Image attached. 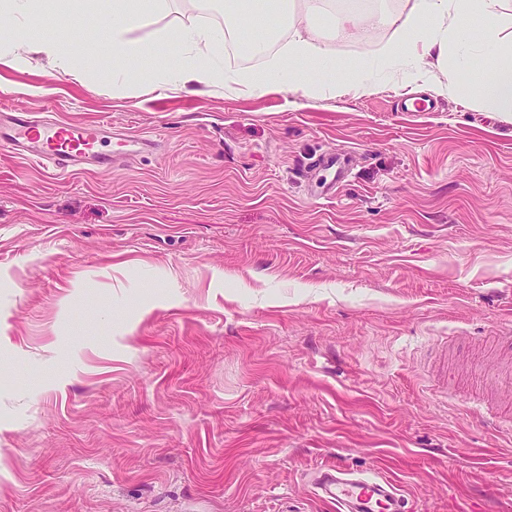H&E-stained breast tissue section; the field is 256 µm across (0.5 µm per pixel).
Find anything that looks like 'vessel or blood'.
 <instances>
[{
	"label": "vessel or blood",
	"instance_id": "b4317fda",
	"mask_svg": "<svg viewBox=\"0 0 512 512\" xmlns=\"http://www.w3.org/2000/svg\"><path fill=\"white\" fill-rule=\"evenodd\" d=\"M104 133L98 123L54 119L38 123L20 113L0 116L1 150L60 172L80 165L111 167V157L99 149ZM312 487L336 512H415L397 485L380 474L353 475L328 465L319 469Z\"/></svg>",
	"mask_w": 512,
	"mask_h": 512
}]
</instances>
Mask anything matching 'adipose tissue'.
<instances>
[{"label": "adipose tissue", "instance_id": "1", "mask_svg": "<svg viewBox=\"0 0 512 512\" xmlns=\"http://www.w3.org/2000/svg\"><path fill=\"white\" fill-rule=\"evenodd\" d=\"M502 2L412 0L409 10L396 17L362 13L346 5L337 14V31L359 38L370 26H394L395 37L382 55L410 63L411 82L435 81L441 94H463L493 112L512 116V41L499 36L504 24ZM323 7L322 0H307L305 10L298 13L289 9L286 0H225V36H238L249 22L260 30L255 44L264 45L262 31L267 27V16L278 11L283 14L288 35L285 50L271 56L262 69L229 70L214 58L212 31L201 28L170 32L156 27L153 13L142 9L139 0H111L112 26L105 51L114 61L113 81L124 90L146 82L174 91L191 92L203 87L233 94L262 93L280 86L308 101L327 89L339 94L360 91L365 86L368 63L355 58L339 64L331 57L315 21ZM455 43L468 45L471 55L448 70L443 79L433 80L435 62L446 61L448 48ZM167 46L179 48L178 68L154 66V59ZM37 55L63 70L72 67L55 39L0 41V63L6 66L29 65Z\"/></svg>", "mask_w": 512, "mask_h": 512}]
</instances>
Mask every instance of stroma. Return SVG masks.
Here are the masks:
<instances>
[{"label":"stroma","mask_w":512,"mask_h":512,"mask_svg":"<svg viewBox=\"0 0 512 512\" xmlns=\"http://www.w3.org/2000/svg\"><path fill=\"white\" fill-rule=\"evenodd\" d=\"M38 5L63 30L0 37L80 67L0 65V113L155 146L61 175L0 151V512H332L331 464L418 512H512V432L467 385L512 364V117L383 76L313 101L122 92L103 0ZM324 16L341 61L394 34ZM157 21L220 31L224 9Z\"/></svg>","instance_id":"stroma-1"}]
</instances>
